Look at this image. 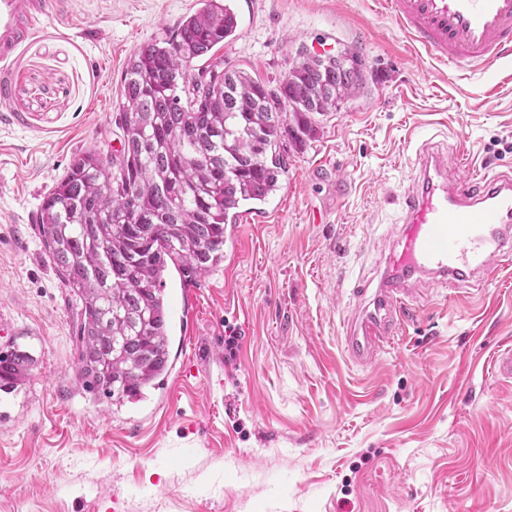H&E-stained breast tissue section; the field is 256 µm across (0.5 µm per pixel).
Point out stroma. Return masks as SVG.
Listing matches in <instances>:
<instances>
[{"instance_id": "1", "label": "stroma", "mask_w": 512, "mask_h": 512, "mask_svg": "<svg viewBox=\"0 0 512 512\" xmlns=\"http://www.w3.org/2000/svg\"><path fill=\"white\" fill-rule=\"evenodd\" d=\"M199 3L57 0L9 68L0 349L34 366L0 396V512H512V382L493 372L512 346V268L419 291L371 366L342 351L346 290L381 276L417 150L512 171V62L457 79L373 0H231L226 62L274 89L299 46H355L367 84L287 138L282 189L241 211L223 263L169 273L162 388L115 409L76 384V305L36 216L79 154L120 150L129 56Z\"/></svg>"}]
</instances>
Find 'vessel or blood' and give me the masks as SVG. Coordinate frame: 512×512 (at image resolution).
I'll return each mask as SVG.
<instances>
[{
  "label": "vessel or blood",
  "mask_w": 512,
  "mask_h": 512,
  "mask_svg": "<svg viewBox=\"0 0 512 512\" xmlns=\"http://www.w3.org/2000/svg\"><path fill=\"white\" fill-rule=\"evenodd\" d=\"M397 29L455 69H483L512 56V0H378ZM53 0H0V66L8 67ZM403 220L376 288H354L356 312L342 347L360 366L386 350L427 282L481 283L512 266V174L464 172L446 153L421 148L401 195Z\"/></svg>",
  "instance_id": "b4317fda"
}]
</instances>
